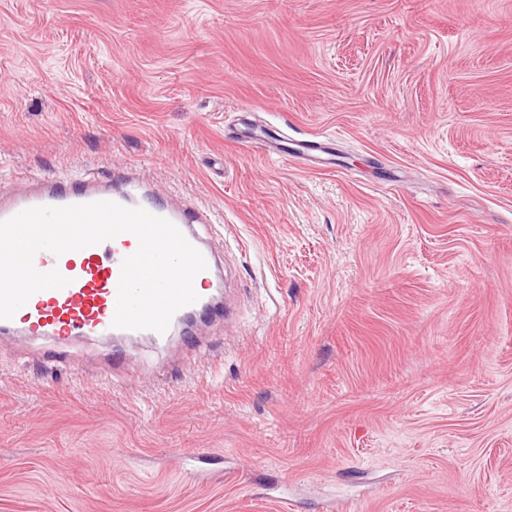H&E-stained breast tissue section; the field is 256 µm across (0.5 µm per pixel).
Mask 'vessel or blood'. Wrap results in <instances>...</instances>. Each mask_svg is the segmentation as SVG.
I'll return each instance as SVG.
<instances>
[{"instance_id": "vessel-or-blood-1", "label": "vessel or blood", "mask_w": 512, "mask_h": 512, "mask_svg": "<svg viewBox=\"0 0 512 512\" xmlns=\"http://www.w3.org/2000/svg\"><path fill=\"white\" fill-rule=\"evenodd\" d=\"M96 201H113L128 208H142L173 223L192 245L200 240L193 225L202 223L197 212L172 211L145 200L138 184L125 193H113L111 186L77 180L49 182L44 188L0 202V221L39 206L62 207ZM138 248L135 235L125 232L114 239L60 255L47 250L36 253L38 271L58 270L68 278L67 286L34 293L13 318L0 319V332L16 330L59 339L73 336H109L113 333L118 285L123 260Z\"/></svg>"}]
</instances>
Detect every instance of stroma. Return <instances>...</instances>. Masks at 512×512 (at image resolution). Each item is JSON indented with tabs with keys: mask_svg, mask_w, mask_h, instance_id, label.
Listing matches in <instances>:
<instances>
[{
	"mask_svg": "<svg viewBox=\"0 0 512 512\" xmlns=\"http://www.w3.org/2000/svg\"><path fill=\"white\" fill-rule=\"evenodd\" d=\"M117 168L224 312L0 335V512H512V0H0V194Z\"/></svg>",
	"mask_w": 512,
	"mask_h": 512,
	"instance_id": "35a3bbf8",
	"label": "stroma"
}]
</instances>
